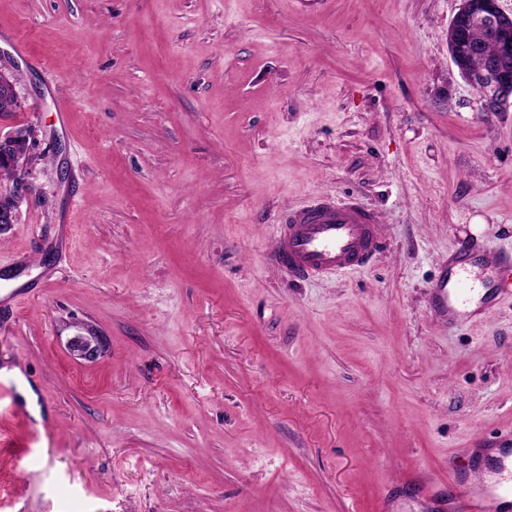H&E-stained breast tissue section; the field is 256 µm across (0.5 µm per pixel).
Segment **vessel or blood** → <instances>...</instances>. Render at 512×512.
Segmentation results:
<instances>
[{
	"label": "vessel or blood",
	"instance_id": "b4317fda",
	"mask_svg": "<svg viewBox=\"0 0 512 512\" xmlns=\"http://www.w3.org/2000/svg\"><path fill=\"white\" fill-rule=\"evenodd\" d=\"M283 232L273 240L276 261L296 277L323 276L367 266L382 247L381 222L371 210L353 201L328 195L311 197L289 209ZM512 267V254L478 256L475 245L461 244L450 256L448 268L435 281L432 300L441 313H487L494 298L478 292L472 272L476 264Z\"/></svg>",
	"mask_w": 512,
	"mask_h": 512
}]
</instances>
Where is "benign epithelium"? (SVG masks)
Returning <instances> with one entry per match:
<instances>
[{
    "label": "benign epithelium",
    "instance_id": "1",
    "mask_svg": "<svg viewBox=\"0 0 512 512\" xmlns=\"http://www.w3.org/2000/svg\"><path fill=\"white\" fill-rule=\"evenodd\" d=\"M471 21L481 28L495 45V53L478 68L468 64L462 52V24ZM448 49L457 70L475 90L483 112H505L512 106V12L500 6V0H461L458 12L448 24ZM28 171H23L12 188L10 205L0 206V226L16 223L19 205L32 190ZM74 346L81 354L93 359L98 356L103 342L98 336H78Z\"/></svg>",
    "mask_w": 512,
    "mask_h": 512
}]
</instances>
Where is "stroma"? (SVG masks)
<instances>
[{"instance_id": "1", "label": "stroma", "mask_w": 512, "mask_h": 512, "mask_svg": "<svg viewBox=\"0 0 512 512\" xmlns=\"http://www.w3.org/2000/svg\"><path fill=\"white\" fill-rule=\"evenodd\" d=\"M459 6L0 0V134H36L0 370L40 406L0 398V512H454L449 463L512 448V296L430 304L459 243L512 249V109L453 66ZM317 194L378 215L371 266L276 264Z\"/></svg>"}]
</instances>
